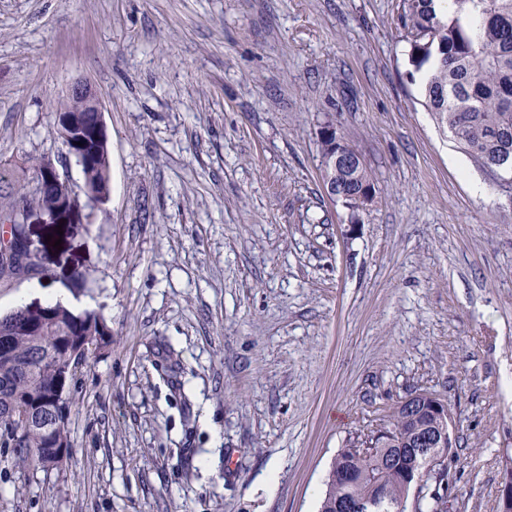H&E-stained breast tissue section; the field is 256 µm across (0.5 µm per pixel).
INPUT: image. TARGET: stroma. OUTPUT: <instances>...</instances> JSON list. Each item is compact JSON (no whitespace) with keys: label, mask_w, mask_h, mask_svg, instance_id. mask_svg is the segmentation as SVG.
<instances>
[{"label":"stroma","mask_w":512,"mask_h":512,"mask_svg":"<svg viewBox=\"0 0 512 512\" xmlns=\"http://www.w3.org/2000/svg\"><path fill=\"white\" fill-rule=\"evenodd\" d=\"M421 78L396 0H0V161L64 157L83 79L110 168L84 223L30 226L44 270L0 313L57 289L111 330L67 389L66 459L0 447V512H319L340 448L415 392L455 420L450 512H498L512 194ZM328 122L377 188L356 225L322 180Z\"/></svg>","instance_id":"1"}]
</instances>
